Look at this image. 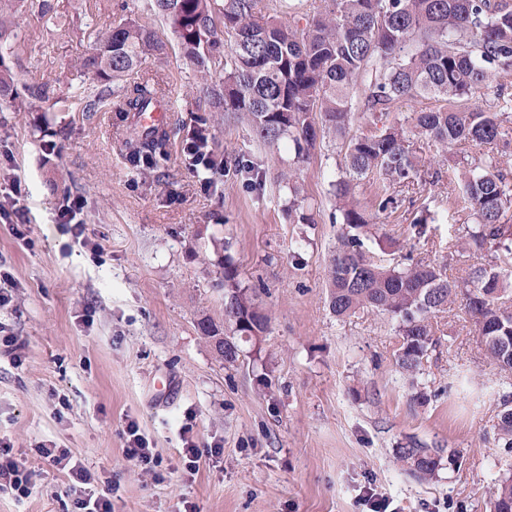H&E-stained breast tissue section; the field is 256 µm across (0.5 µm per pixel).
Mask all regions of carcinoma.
<instances>
[{"instance_id":"carcinoma-1","label":"carcinoma","mask_w":512,"mask_h":512,"mask_svg":"<svg viewBox=\"0 0 512 512\" xmlns=\"http://www.w3.org/2000/svg\"><path fill=\"white\" fill-rule=\"evenodd\" d=\"M259 0H153L185 56L204 73L217 66L224 81L210 88L215 108L250 120L257 138L293 144L297 161L317 144L316 122L347 144L345 175L336 181L345 232L330 267V308L338 317L372 309L397 322L396 363L410 376L420 372L437 344L432 318L462 297L485 354L504 373H512V183L489 163L465 167L460 188L475 222L467 228L464 251L486 253L487 263L461 281L446 269L422 261L387 267L367 258L361 236L371 219L352 201L360 181L374 176L401 184L416 173V156L404 124L393 120L371 134H350L355 90L360 107L387 118L405 97H437L449 107L417 112L419 137L442 147L472 141L512 144L507 112L468 110L462 103L480 87H490L493 72L512 71V3L509 0H330L323 14L311 15L303 0H279L276 8L293 27L262 15ZM232 37L221 38L217 24ZM162 50L146 25L126 22L99 42L83 66L103 81L131 76L142 60ZM158 103V89L147 80L121 89L117 110L134 120L125 142L129 159L151 165L167 154L169 127L147 128L140 114ZM198 151L210 166L224 157L209 149L205 131L196 132ZM238 270L224 263V315L232 335L203 326L225 360L237 358L236 338L263 335L268 318L237 281ZM493 425L497 442L512 449V398L505 396ZM400 462L432 476L441 462L431 448H401ZM489 512H512V475L499 480Z\"/></svg>"}]
</instances>
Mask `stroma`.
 Instances as JSON below:
<instances>
[{"label": "stroma", "mask_w": 512, "mask_h": 512, "mask_svg": "<svg viewBox=\"0 0 512 512\" xmlns=\"http://www.w3.org/2000/svg\"><path fill=\"white\" fill-rule=\"evenodd\" d=\"M50 2L47 18L40 0H0L11 14L12 76L0 97V184L21 180L28 229L19 240L0 222V289L12 291L0 326L23 342L21 363L0 357V440L36 473L30 497L0 493V512H71L77 490L35 453L50 442L96 474L112 512H369L371 490L395 512H487L512 463L492 429L512 374L488 362L459 302L435 318L438 343L412 381L395 361V321L371 310L336 319L341 140L319 134L298 163L288 139L261 142L246 119L214 111L205 77L151 0ZM124 21L149 24L165 45L138 71L168 102L174 129L167 156L150 166L129 160L117 96L84 109V95L105 84L82 62ZM44 82L52 101L25 108L28 87ZM200 127L227 161L206 192L185 151ZM413 146L417 176L391 186L395 211L379 212L376 180L356 190L378 224L364 250L464 278L481 259L456 247L472 222L459 172L494 159L512 176V148ZM67 194L85 203L88 245L55 221ZM424 208L434 221L419 234L412 221ZM228 258L269 319L259 343L239 342L233 363L202 330L226 327ZM132 421L160 461L153 472L124 453ZM187 427L200 445L223 446L194 472L181 456ZM412 446L442 449L433 478L397 463Z\"/></svg>", "instance_id": "obj_1"}]
</instances>
